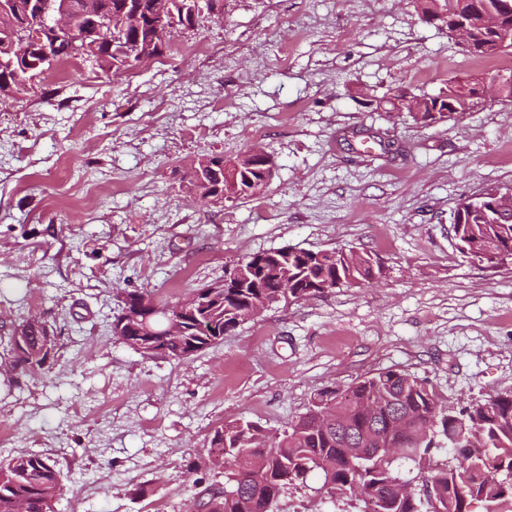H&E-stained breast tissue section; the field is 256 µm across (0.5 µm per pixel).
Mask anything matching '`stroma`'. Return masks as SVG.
<instances>
[{
    "instance_id": "35a3bbf8",
    "label": "stroma",
    "mask_w": 512,
    "mask_h": 512,
    "mask_svg": "<svg viewBox=\"0 0 512 512\" xmlns=\"http://www.w3.org/2000/svg\"><path fill=\"white\" fill-rule=\"evenodd\" d=\"M509 71L418 0H224L133 70L67 60L0 96V336L38 315L58 338L41 374L0 377V459L54 460V512H187L224 482L206 465L224 422L281 430L382 369L454 409L512 392V265L464 257L453 232L462 198L512 188V102L427 126L376 107ZM250 148L277 163L267 188L199 203L186 166ZM288 246L364 251L383 273L271 305L187 360L110 332L125 292L173 303ZM320 486L275 512H340Z\"/></svg>"
}]
</instances>
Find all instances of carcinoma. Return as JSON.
Returning a JSON list of instances; mask_svg holds the SVG:
<instances>
[{
	"instance_id": "1",
	"label": "carcinoma",
	"mask_w": 512,
	"mask_h": 512,
	"mask_svg": "<svg viewBox=\"0 0 512 512\" xmlns=\"http://www.w3.org/2000/svg\"><path fill=\"white\" fill-rule=\"evenodd\" d=\"M495 7L501 0H422L425 17L436 18L451 8L473 12L480 47L469 55L493 57L499 51L491 38L480 31L478 9L473 2ZM7 18L0 17V96L21 92L40 76V68L18 71L11 65L10 48L16 33L36 35L51 13L37 16L26 12L27 0ZM170 24L190 28L195 17L211 14L204 0L196 12L185 0H168ZM71 36L63 34L57 48L50 49L46 66L72 57L64 50ZM131 36L123 35L108 22L100 34L99 54L92 62L102 71L112 70V59L124 55L126 68L142 62L127 54ZM463 81L448 83L436 95L419 98L413 117L424 124L467 112L461 95ZM207 184L195 190L203 201L239 199L240 192L224 195V158L210 157ZM459 251L475 259L493 250L512 260V213L492 224L483 208L467 213L463 224L453 225ZM250 273L239 288H212L194 315L183 326L185 334L160 343L169 357L185 360L224 339L239 324V311L256 302L278 303L305 300L352 283L370 282L377 261L366 252L339 247L336 266L310 263L303 249L281 248L256 253L241 260ZM26 348L15 350L13 334L0 336V348L15 364L13 381L32 377L47 367L41 356V332L26 327ZM252 423L232 420L215 432L213 446L221 449L214 466L230 467L231 477L224 492L208 496L207 512H273L281 494L290 485H304L310 474L321 476L320 491L338 501L355 500L353 484L360 480L368 489L356 512H436L429 501L395 497L390 485L403 479L402 468L427 478L432 497L442 512H512V393L491 395L457 412H449L429 385L402 371L386 369L366 376L343 392L327 390L312 402L309 410L284 429L265 436ZM383 448L380 455L350 461L347 448ZM62 489L60 471L47 457L27 454L0 460V512H17L19 501L27 512H52Z\"/></svg>"
}]
</instances>
